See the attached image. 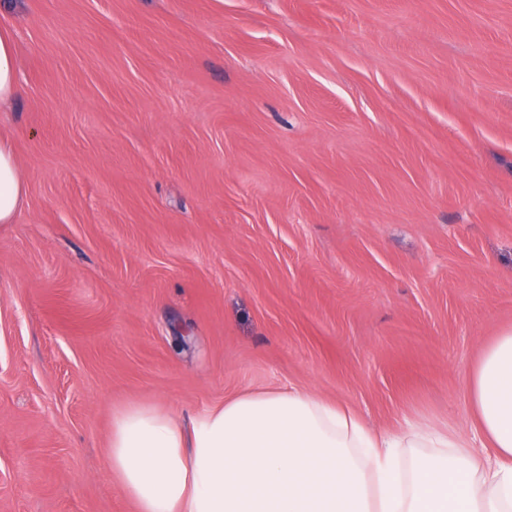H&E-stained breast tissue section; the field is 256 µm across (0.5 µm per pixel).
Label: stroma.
I'll use <instances>...</instances> for the list:
<instances>
[{
  "label": "stroma",
  "mask_w": 512,
  "mask_h": 512,
  "mask_svg": "<svg viewBox=\"0 0 512 512\" xmlns=\"http://www.w3.org/2000/svg\"><path fill=\"white\" fill-rule=\"evenodd\" d=\"M0 512H135L132 403L307 389L475 446L512 329V0H0ZM186 344H177L176 335ZM19 86V61L14 33L7 25L0 26V112L6 109L17 95ZM26 183L10 141L0 136V224H10L24 205Z\"/></svg>",
  "instance_id": "1"
}]
</instances>
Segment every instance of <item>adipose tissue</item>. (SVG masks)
<instances>
[{
    "instance_id": "adipose-tissue-1",
    "label": "adipose tissue",
    "mask_w": 512,
    "mask_h": 512,
    "mask_svg": "<svg viewBox=\"0 0 512 512\" xmlns=\"http://www.w3.org/2000/svg\"><path fill=\"white\" fill-rule=\"evenodd\" d=\"M14 33L0 26V110L17 95ZM26 183L0 137V224ZM479 447L411 427L377 434L350 408L299 389L244 392L190 424L132 404L112 414L108 461L136 512H512V330L470 382ZM426 456L410 472L402 449Z\"/></svg>"
}]
</instances>
